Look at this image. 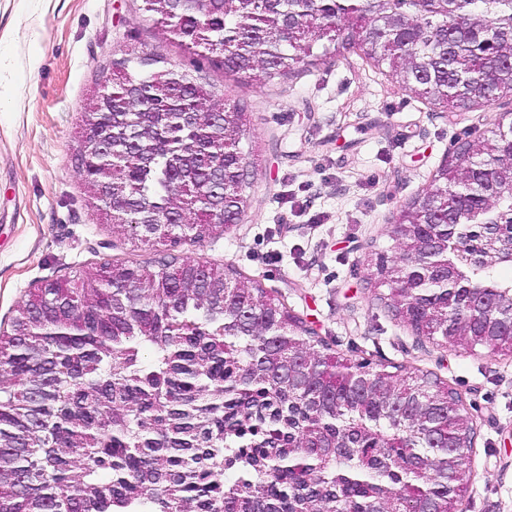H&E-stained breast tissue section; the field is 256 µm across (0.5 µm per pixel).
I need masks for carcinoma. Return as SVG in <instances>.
I'll list each match as a JSON object with an SVG mask.
<instances>
[{
    "mask_svg": "<svg viewBox=\"0 0 512 512\" xmlns=\"http://www.w3.org/2000/svg\"><path fill=\"white\" fill-rule=\"evenodd\" d=\"M224 72L287 76L324 42L450 111L512 95V0H144ZM102 125L113 228L175 244L244 212L246 112L128 54ZM512 138L462 144L396 228L395 315L420 336L512 353ZM101 159L82 162L92 189ZM161 216L158 229L145 220ZM472 436L457 399L307 335L277 296L196 260L106 263L32 288L0 334V512H455Z\"/></svg>",
    "mask_w": 512,
    "mask_h": 512,
    "instance_id": "1",
    "label": "carcinoma"
}]
</instances>
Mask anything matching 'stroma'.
I'll return each mask as SVG.
<instances>
[{
    "label": "stroma",
    "mask_w": 512,
    "mask_h": 512,
    "mask_svg": "<svg viewBox=\"0 0 512 512\" xmlns=\"http://www.w3.org/2000/svg\"><path fill=\"white\" fill-rule=\"evenodd\" d=\"M0 44L11 60L0 70L11 91L0 112V328L33 286L106 262L231 265L337 355L417 369L460 393L476 428L463 512H512V355L417 335L388 310L382 275L399 257L400 210L430 189L456 143L490 137L512 97L448 112L353 49L267 83L237 81L156 28L142 0H0ZM131 47L245 106L242 145L257 162L237 224L162 245L113 232L90 206L85 107Z\"/></svg>",
    "instance_id": "obj_1"
}]
</instances>
